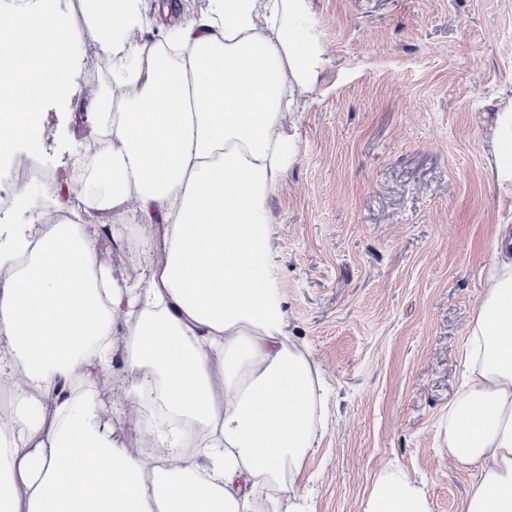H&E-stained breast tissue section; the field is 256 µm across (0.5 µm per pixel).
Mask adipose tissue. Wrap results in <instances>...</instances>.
Wrapping results in <instances>:
<instances>
[{
	"instance_id": "obj_1",
	"label": "adipose tissue",
	"mask_w": 512,
	"mask_h": 512,
	"mask_svg": "<svg viewBox=\"0 0 512 512\" xmlns=\"http://www.w3.org/2000/svg\"><path fill=\"white\" fill-rule=\"evenodd\" d=\"M109 58L84 105L97 149L84 207L42 223L15 186L0 216V512H313L297 483L328 394L288 331L268 260L269 203L301 153L298 97L324 94L313 0H82ZM151 240L119 281L86 225ZM464 382L441 421L475 467L460 512H512V261L488 273ZM129 380L111 414L96 378ZM136 417L147 450L115 434ZM361 512H431L423 485L382 469Z\"/></svg>"
}]
</instances>
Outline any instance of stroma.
<instances>
[{"label":"stroma","mask_w":512,"mask_h":512,"mask_svg":"<svg viewBox=\"0 0 512 512\" xmlns=\"http://www.w3.org/2000/svg\"><path fill=\"white\" fill-rule=\"evenodd\" d=\"M329 58L324 95L301 101L297 160L273 201L269 261L294 336L318 361L330 404L303 490L316 512H360L396 465L433 512H458L474 470L454 465L440 423L512 189L489 161L512 96V0H314ZM77 103L44 113L55 181L88 139L80 103L106 82L81 28ZM87 232L116 278L133 276L125 225Z\"/></svg>","instance_id":"stroma-1"}]
</instances>
